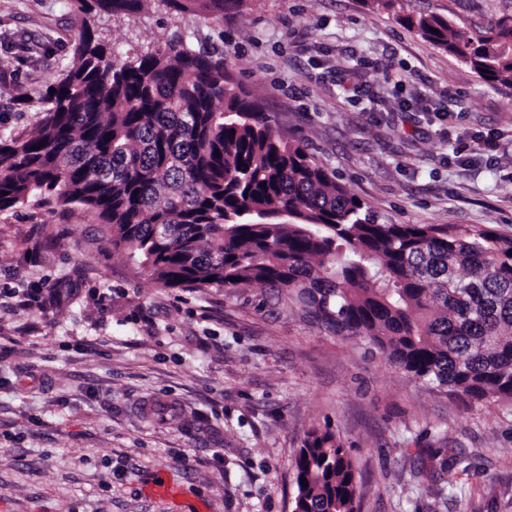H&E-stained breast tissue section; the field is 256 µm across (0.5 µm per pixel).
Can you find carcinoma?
<instances>
[{
	"label": "carcinoma",
	"instance_id": "cac0c4a2",
	"mask_svg": "<svg viewBox=\"0 0 512 512\" xmlns=\"http://www.w3.org/2000/svg\"><path fill=\"white\" fill-rule=\"evenodd\" d=\"M153 3L222 18L241 0H72L71 59L45 91L38 126L0 137V211L32 200L84 210L164 288L286 290L412 379L512 403V237L377 223L306 145L273 127L224 54L181 33L120 58L97 18ZM400 21L484 81L512 84V17L481 36L435 14ZM359 494L341 440L310 432L293 508L356 512Z\"/></svg>",
	"mask_w": 512,
	"mask_h": 512
}]
</instances>
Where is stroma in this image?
I'll return each mask as SVG.
<instances>
[{
	"label": "stroma",
	"mask_w": 512,
	"mask_h": 512,
	"mask_svg": "<svg viewBox=\"0 0 512 512\" xmlns=\"http://www.w3.org/2000/svg\"><path fill=\"white\" fill-rule=\"evenodd\" d=\"M418 12L478 34L512 0H244L222 19L154 7L98 30L121 53L177 31L223 50L377 223L512 237V86L401 23ZM77 26L70 0H0V135L37 127ZM464 130L496 150L460 160ZM132 251L88 212L0 211V512H292L315 429L351 456L357 512H512V404L417 382L259 288L160 287ZM158 475L180 502L143 494Z\"/></svg>",
	"instance_id": "stroma-1"
}]
</instances>
